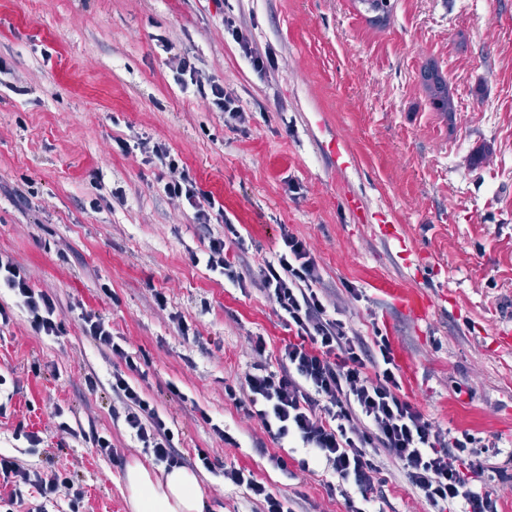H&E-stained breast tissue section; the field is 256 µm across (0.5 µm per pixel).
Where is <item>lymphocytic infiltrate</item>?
Instances as JSON below:
<instances>
[{"mask_svg": "<svg viewBox=\"0 0 512 512\" xmlns=\"http://www.w3.org/2000/svg\"><path fill=\"white\" fill-rule=\"evenodd\" d=\"M158 47L177 85L193 89L210 109L224 113L226 126L238 130L249 125L252 116L234 90L206 72L198 57L177 50L165 38ZM133 145L145 164L170 172L166 197L192 209L193 222L206 243L195 263L240 291L257 289L291 335L273 361L267 356L265 337L252 336V372L224 387L225 399L258 421L267 435L255 442L256 453L284 472L287 461L270 453L269 443H300L305 454L297 461L299 470L310 471L323 463L338 485L356 487V494L343 496L345 512H377L388 461L399 466L430 512H500L493 484L512 476L488 465V446L480 433L442 428L409 399L392 336L377 326L364 336L351 325L332 302V290L306 239L280 225L277 250L259 271H252L246 237L223 204L199 188L181 158L165 143L148 137ZM219 221L224 233L217 236L211 225ZM3 288L12 293L37 335L63 333L54 296L33 288L27 271L7 256H0ZM79 317L85 335L121 363L110 381L114 418L122 420L130 436L166 468L214 471L216 464L208 452L200 449L188 456L177 448L174 432L155 401L132 381L141 371L140 357L114 336L111 323L87 308ZM223 475L225 482L245 489L260 512H294V499L272 493L250 470L230 465ZM0 479L12 487L8 498H0V508L23 504L31 496L35 502L28 512H85L86 490L70 471L45 473L1 454Z\"/></svg>", "mask_w": 512, "mask_h": 512, "instance_id": "obj_1", "label": "lymphocytic infiltrate"}]
</instances>
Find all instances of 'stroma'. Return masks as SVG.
<instances>
[{"label":"stroma","instance_id":"35a3bbf8","mask_svg":"<svg viewBox=\"0 0 512 512\" xmlns=\"http://www.w3.org/2000/svg\"><path fill=\"white\" fill-rule=\"evenodd\" d=\"M390 4L377 23L360 0H0V255L56 297L64 320L61 336H38L15 311L0 330V375L13 393L0 454L74 472L89 512H131L125 466L155 461L112 417V356L85 336L84 306L147 355L140 385L183 453L200 448L252 470L275 494L299 497L303 512H345L325 489L330 472L272 468L252 448L259 424L225 400V385L252 370L250 336L263 334L274 356L288 331L257 290L241 293L193 264L204 242L191 210L166 198L168 171L113 146L145 133L178 153L247 232L252 265L270 256L279 225L305 238L345 316L363 334L376 323L393 336L411 400L441 427L482 433L503 465L512 452V346L499 343L512 333V0ZM228 13L276 68L253 71L224 34ZM161 37L255 112L248 134L174 83ZM429 63L452 113L437 111L423 85ZM333 138L348 148L341 157L326 148ZM116 189L124 204L113 203ZM352 195L366 219L349 210ZM346 281L364 300L348 299ZM421 293L432 301L425 321L401 304ZM177 311L197 341L179 335L169 319ZM91 371L102 381L94 392L83 381ZM58 405L72 426L110 436L121 463L59 431ZM21 423L42 431L39 453L17 448ZM385 473V512H429L397 467ZM198 478L207 512H249L222 474Z\"/></svg>","mask_w":512,"mask_h":512}]
</instances>
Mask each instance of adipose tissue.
<instances>
[{
	"mask_svg": "<svg viewBox=\"0 0 512 512\" xmlns=\"http://www.w3.org/2000/svg\"><path fill=\"white\" fill-rule=\"evenodd\" d=\"M124 481L132 512H205L207 508L197 475L184 467L158 476L135 461L127 465Z\"/></svg>",
	"mask_w": 512,
	"mask_h": 512,
	"instance_id": "ef3b65f1",
	"label": "adipose tissue"
}]
</instances>
